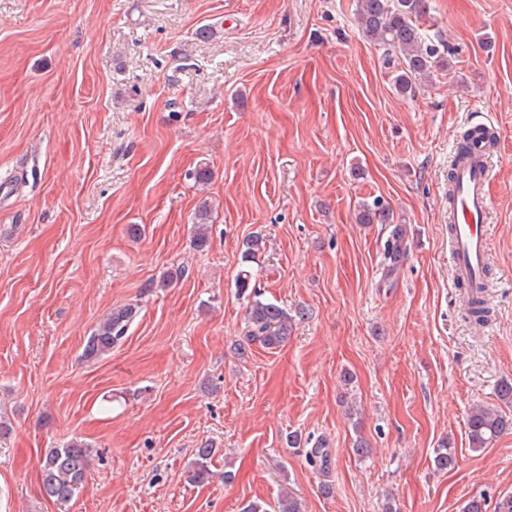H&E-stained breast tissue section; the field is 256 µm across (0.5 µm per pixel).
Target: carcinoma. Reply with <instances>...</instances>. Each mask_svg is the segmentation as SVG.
Here are the masks:
<instances>
[{
	"label": "carcinoma",
	"instance_id": "obj_1",
	"mask_svg": "<svg viewBox=\"0 0 512 512\" xmlns=\"http://www.w3.org/2000/svg\"><path fill=\"white\" fill-rule=\"evenodd\" d=\"M356 22L359 30L370 41L382 46L388 55L396 54L398 64L393 77L394 88L403 96L416 93L417 84L434 75V72L449 66L445 55L450 53L448 45L440 38L432 39L424 29L423 21L429 16L428 0H357ZM386 220V207L380 198L362 204L359 222L373 224ZM209 213L199 211L196 224L195 246L202 249L208 244ZM265 241L259 235L243 240L241 269L235 288L248 295L246 310L249 342H257L268 350H276L286 344L297 322L304 318L302 308L291 310L262 298L252 288V263L264 252ZM407 251L406 231L395 227L386 242L385 257L395 266ZM491 310L484 300L474 296L468 303L469 322L476 326L488 320ZM139 315L137 306L128 304L112 309L111 313L87 337L83 355L87 359L100 358L125 339L127 332ZM512 431V414L502 408L477 405L467 416L469 446L474 451L489 447L503 433ZM92 449L85 442L74 438L57 448L40 452L37 464L43 492L57 501H67L83 485L86 478ZM214 449L203 443L194 453L192 479L203 483L211 475ZM454 446L444 439L435 450L434 465L446 470L455 465Z\"/></svg>",
	"mask_w": 512,
	"mask_h": 512
}]
</instances>
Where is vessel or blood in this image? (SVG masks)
Masks as SVG:
<instances>
[{"label":"vessel or blood","mask_w":512,"mask_h":512,"mask_svg":"<svg viewBox=\"0 0 512 512\" xmlns=\"http://www.w3.org/2000/svg\"><path fill=\"white\" fill-rule=\"evenodd\" d=\"M485 140L473 138L469 156L456 162L448 207V238L456 282L485 288L484 270L490 251L488 212L491 197L488 186L491 170Z\"/></svg>","instance_id":"1"}]
</instances>
